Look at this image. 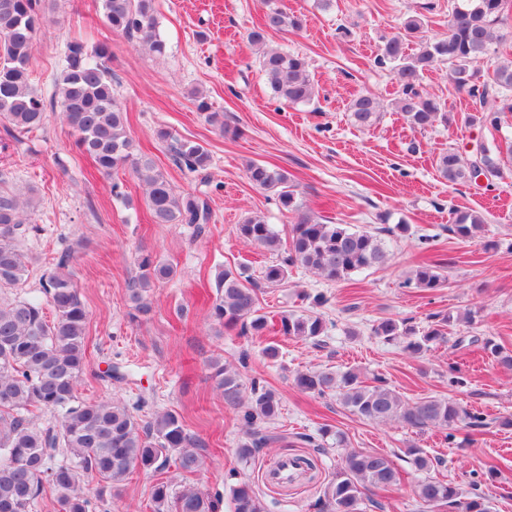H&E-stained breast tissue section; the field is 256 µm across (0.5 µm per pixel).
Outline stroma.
Instances as JSON below:
<instances>
[{
	"instance_id": "1",
	"label": "stroma",
	"mask_w": 512,
	"mask_h": 512,
	"mask_svg": "<svg viewBox=\"0 0 512 512\" xmlns=\"http://www.w3.org/2000/svg\"><path fill=\"white\" fill-rule=\"evenodd\" d=\"M420 2L278 0L284 10L302 16L304 25L269 33L266 44L304 56L315 86L310 103L289 107L274 96L260 70L259 51L248 41L264 14L261 0H155L158 32L167 45L162 56L112 31L94 0H56L50 23L36 37L33 87L52 97L72 39L108 44L114 92L126 108L136 149L154 159L175 193L210 198L212 219L201 235L187 224L153 223L141 182L127 169L111 179L95 172L58 113H49L42 128L17 139L0 125V170L9 173L13 185L35 189L32 222L38 230L24 242L33 264L16 296L40 295L59 253L74 251L72 272L90 313L89 363L79 396L123 402L142 420L163 411L180 414L198 440L204 464L188 478L172 466L166 475L174 488L188 485L223 495L220 512H232L227 495L242 480L259 489L265 512H313L349 449L388 454L400 472L399 485L377 493L366 512H418L414 487L422 474L405 454L412 445L439 458L431 476L465 489L477 485L496 512H512V428L461 429L450 442L434 428L418 432L363 420L337 393H305L294 383L295 374L307 368H355L366 378H385L409 402L448 397L492 418L512 417V371L480 349L454 344L457 337L477 335L512 349V175L491 186L474 180L452 185L434 167L440 152L451 149L467 159L476 142L512 139V125L496 130L485 122L467 123L472 103L449 83L444 66L426 75L423 88L445 106L447 124L424 133L406 124L395 107L396 83L375 58ZM361 92L376 94L384 106L380 121L369 128L349 121L348 106ZM202 101L208 111L223 113V128L207 123L206 111L198 108ZM162 128L208 149L207 176L176 165L168 143L156 136ZM253 162L286 172L303 211L330 223L372 231L401 222L409 226L407 233L388 238L390 261L384 267L353 273L337 284L296 269L286 284L261 294V313L275 321L304 310L306 295L324 293L328 302L321 313L328 338L322 345L278 333L219 331L209 317L218 270L244 266L257 279L273 259L239 238L242 219L264 216L283 240L295 222L272 194L250 183L246 169ZM116 181L123 183L125 198L113 197ZM456 208L484 214L480 237L441 232ZM423 234L436 237L426 251L419 248ZM141 249L174 273L155 282L150 312L134 320L128 286ZM424 261L441 266L448 277L445 287H404ZM432 313L452 316L447 340L417 358L404 352L401 342H385L372 332L384 317L407 318L422 329ZM271 342L280 351L274 360L263 353ZM215 360L242 365L245 380L261 381L282 399L280 417L266 427L275 443L247 463L236 455L244 438L241 414L225 404L214 384L210 364ZM110 365L120 376L107 381L101 374ZM452 366L464 386H449ZM324 429L330 435L323 437V447L305 443V436H319ZM337 431L344 434L345 447L336 446ZM295 455L316 460L314 477L286 489L270 487L266 470ZM153 483L152 475L140 472L111 495L100 496L93 481L86 482L85 491L99 498L96 512H150Z\"/></svg>"
}]
</instances>
